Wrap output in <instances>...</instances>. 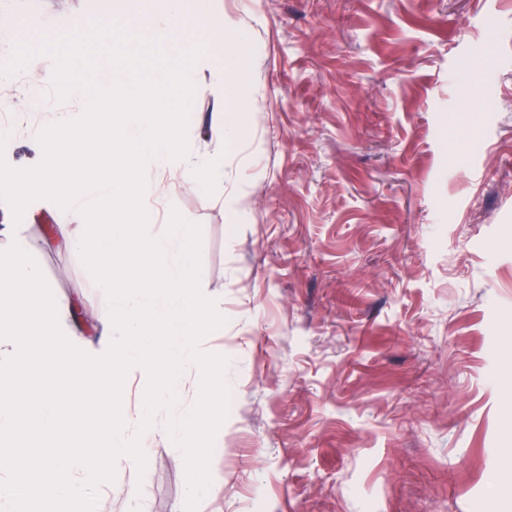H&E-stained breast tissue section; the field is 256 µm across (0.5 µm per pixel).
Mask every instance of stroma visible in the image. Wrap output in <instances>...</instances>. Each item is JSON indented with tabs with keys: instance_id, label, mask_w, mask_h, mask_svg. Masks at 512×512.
<instances>
[{
	"instance_id": "35a3bbf8",
	"label": "stroma",
	"mask_w": 512,
	"mask_h": 512,
	"mask_svg": "<svg viewBox=\"0 0 512 512\" xmlns=\"http://www.w3.org/2000/svg\"><path fill=\"white\" fill-rule=\"evenodd\" d=\"M109 0H10L34 62L15 71L5 158L36 165V135L83 101L38 114L22 85L75 14L167 51ZM204 21L247 31L250 75L193 101L190 148H224L215 195L148 171L151 235L171 209L202 228L199 283L225 323L229 414L197 512H512V0H223ZM483 48L490 67L460 61ZM62 210L32 202L16 230L98 342L104 292L55 241ZM139 512H183L173 442L147 451Z\"/></svg>"
}]
</instances>
